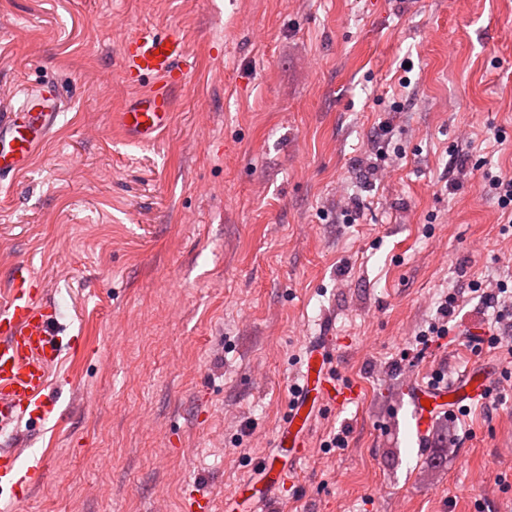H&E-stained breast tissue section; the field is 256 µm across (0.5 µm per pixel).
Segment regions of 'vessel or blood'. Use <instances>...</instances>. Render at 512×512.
I'll list each match as a JSON object with an SVG mask.
<instances>
[{
	"mask_svg": "<svg viewBox=\"0 0 512 512\" xmlns=\"http://www.w3.org/2000/svg\"><path fill=\"white\" fill-rule=\"evenodd\" d=\"M185 44L182 36L142 26L129 33L122 45L121 67L126 81L144 85V92L120 114L124 131L139 142H152L169 124L172 92L185 84ZM55 86L28 90L11 111L0 114V177L28 167L57 124ZM54 306L44 297L38 280L26 268L11 275L9 288L0 293V433L21 420L37 422L50 413L49 369L58 359L62 338ZM330 358L327 343L316 340L306 352V370L297 386L277 435L278 453L261 463L259 476L237 485L232 498L247 497L252 512H266L293 471L287 456L305 455L306 437L318 402L344 405L358 390L326 373ZM493 365L478 363L460 376L436 383H408L411 423L418 441H426L443 411L483 401L489 392ZM18 447L0 448V489L14 500L33 490L30 469L21 465Z\"/></svg>",
	"mask_w": 512,
	"mask_h": 512,
	"instance_id": "obj_1",
	"label": "vessel or blood"
}]
</instances>
